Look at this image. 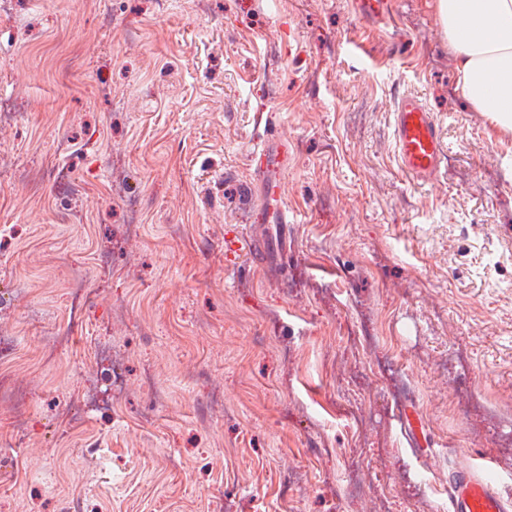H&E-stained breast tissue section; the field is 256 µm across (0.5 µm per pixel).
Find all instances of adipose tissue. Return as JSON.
Segmentation results:
<instances>
[{
  "label": "adipose tissue",
  "mask_w": 512,
  "mask_h": 512,
  "mask_svg": "<svg viewBox=\"0 0 512 512\" xmlns=\"http://www.w3.org/2000/svg\"><path fill=\"white\" fill-rule=\"evenodd\" d=\"M458 71L460 94L512 132V0H435Z\"/></svg>",
  "instance_id": "1"
}]
</instances>
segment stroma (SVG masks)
I'll list each match as a JSON object with an SVG mask.
<instances>
[{"mask_svg": "<svg viewBox=\"0 0 512 512\" xmlns=\"http://www.w3.org/2000/svg\"><path fill=\"white\" fill-rule=\"evenodd\" d=\"M356 2L0 16V102L18 113L0 129V323L18 353L0 431L28 421L0 447V512H439L480 464L512 502V133L457 93L434 0H389L382 20ZM60 34L79 85L44 61ZM408 93L441 127L428 184L395 153ZM268 139L292 222L275 275L249 251ZM94 346L123 352L120 394ZM352 376L360 424L340 408Z\"/></svg>", "mask_w": 512, "mask_h": 512, "instance_id": "obj_1", "label": "stroma"}]
</instances>
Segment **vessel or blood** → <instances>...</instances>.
Instances as JSON below:
<instances>
[{
    "instance_id": "obj_1",
    "label": "vessel or blood",
    "mask_w": 512,
    "mask_h": 512,
    "mask_svg": "<svg viewBox=\"0 0 512 512\" xmlns=\"http://www.w3.org/2000/svg\"><path fill=\"white\" fill-rule=\"evenodd\" d=\"M394 139L403 172L413 181L424 184L433 180L444 153L440 124L418 94L403 96L395 112ZM255 170L261 196L273 197L266 214L264 231L253 239L251 250L265 268L281 267L288 253V209L276 201L277 176L284 164L281 148L266 142L259 152ZM446 512H507L506 503L493 483L475 470H463L448 488Z\"/></svg>"
}]
</instances>
